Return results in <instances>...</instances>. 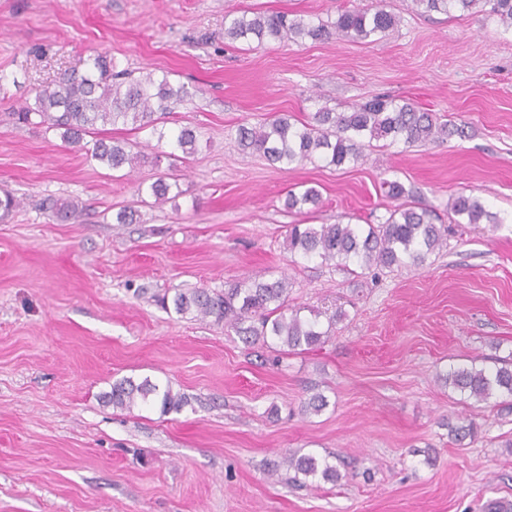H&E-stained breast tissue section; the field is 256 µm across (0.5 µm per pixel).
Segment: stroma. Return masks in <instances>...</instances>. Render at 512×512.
<instances>
[{
	"label": "stroma",
	"mask_w": 512,
	"mask_h": 512,
	"mask_svg": "<svg viewBox=\"0 0 512 512\" xmlns=\"http://www.w3.org/2000/svg\"><path fill=\"white\" fill-rule=\"evenodd\" d=\"M386 10L398 28L342 39L247 45L224 18L250 12L336 17ZM97 53L141 76L169 72L192 99L170 127L194 154L134 167L86 161L54 130L11 117L32 87ZM409 99L464 130L425 145L374 147L358 163L282 169L243 153L239 125L277 113L309 120L375 95ZM182 193L138 196L158 174ZM401 182L432 210L447 245L420 267L360 273L293 259L292 224H376ZM316 187L319 208L285 209ZM0 512H486L512 503V413L445 385L450 367L512 354V31L483 8L418 14L407 0H0ZM480 197L495 224H457L448 201ZM54 201L81 203L62 222ZM136 224H116L119 208ZM289 280L291 306L344 311L324 344L277 355L234 331L163 309L177 288ZM170 382L182 412L101 403L123 377ZM321 413L304 412L314 393ZM470 415L459 446L448 425ZM339 456L342 479L290 481L291 454Z\"/></svg>",
	"instance_id": "1"
}]
</instances>
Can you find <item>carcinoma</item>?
<instances>
[{
    "instance_id": "carcinoma-1",
    "label": "carcinoma",
    "mask_w": 512,
    "mask_h": 512,
    "mask_svg": "<svg viewBox=\"0 0 512 512\" xmlns=\"http://www.w3.org/2000/svg\"><path fill=\"white\" fill-rule=\"evenodd\" d=\"M411 10L420 13L452 11L469 12L478 6L489 7L512 29V0H408ZM397 15L382 8L343 9L335 20L317 21L290 18L286 13H243L224 18V38L247 44L257 42L296 41L305 37L320 40L334 36L354 42H369L375 36L394 31ZM191 96L188 87L171 82L169 74L148 72L135 78L127 70L117 69L112 57L97 54L89 57L81 71L66 72L52 85L35 87L31 96L11 113L15 122L44 126L60 131L62 141L81 152L88 161H95L112 170L134 167L140 155L132 152L126 142L99 138L91 143L84 136L97 125L122 123L135 130H148L157 139V147L168 145L184 154L195 151L193 129H165L166 115L175 111ZM463 130L440 121L432 112L422 111L407 99L389 95L376 96L352 107L349 112H335L321 107L311 121L300 122L293 116L279 114L255 125L238 129L237 139L242 151L263 156L271 164L289 167L319 159L329 166L341 167L363 158L364 150L374 141L385 140L406 146L425 145ZM157 202L181 194L178 183L161 175L147 188ZM321 203V194L314 187L299 193L288 192L285 208L302 211ZM450 212L468 224L493 223L497 216L487 210L474 195L458 194L448 203ZM447 229L432 221L426 208L396 205L387 211L379 224L363 228L359 224H291L288 249L307 259L323 264L346 267L353 263L362 270H383L407 265L419 266L428 255L446 244ZM288 280L284 277L268 281L238 280L227 282L217 290L206 287L177 288L173 296L163 295L160 303L173 308L176 314L211 321L232 329L246 344L275 345L289 352L310 349L325 343L345 313L337 311L328 318L327 328L319 325V315L312 319L300 317L299 310L288 305ZM445 382L454 390L487 402L506 396L512 399V358L496 360L491 367L475 363L458 365L448 370ZM102 402L121 410L156 405L164 415L179 413L191 404L190 399L146 376L140 380L124 377L112 383L100 395ZM475 422L448 426L451 439L462 444L474 439ZM282 464L295 475L321 476L336 482L342 478L336 466L313 455L295 454Z\"/></svg>"
}]
</instances>
